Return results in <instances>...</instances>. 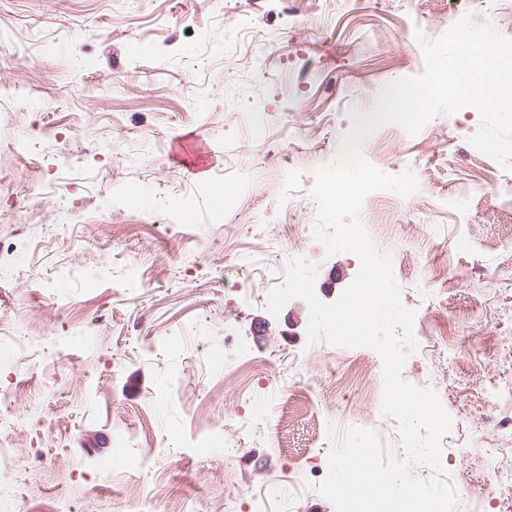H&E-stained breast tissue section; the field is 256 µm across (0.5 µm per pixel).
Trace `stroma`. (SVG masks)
Instances as JSON below:
<instances>
[{
	"mask_svg": "<svg viewBox=\"0 0 512 512\" xmlns=\"http://www.w3.org/2000/svg\"><path fill=\"white\" fill-rule=\"evenodd\" d=\"M467 13L512 38V0H0V228L23 227L0 243V318L30 347L0 366L1 507L250 512L278 479L268 512H335L313 488L333 436L370 429L402 455L362 372L379 355L308 343L306 301L272 316L243 266L307 258L326 302L351 284L358 257L307 233L314 174L349 108L423 71L415 30ZM480 125L466 106L376 130L364 156L419 188L365 198L360 221L427 323L402 377L452 418L443 465L499 512L512 442L487 387L512 376V172L471 145ZM65 170L88 184L63 207L39 180ZM128 436L161 456L141 467Z\"/></svg>",
	"mask_w": 512,
	"mask_h": 512,
	"instance_id": "35a3bbf8",
	"label": "stroma"
}]
</instances>
